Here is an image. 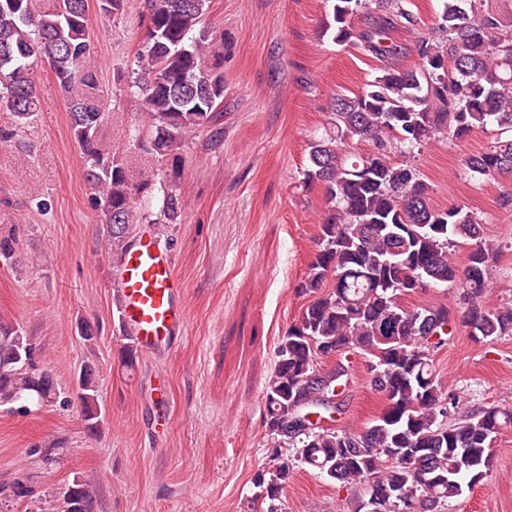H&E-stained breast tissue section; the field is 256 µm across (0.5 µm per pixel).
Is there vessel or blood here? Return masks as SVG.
Returning <instances> with one entry per match:
<instances>
[{
	"label": "vessel or blood",
	"mask_w": 512,
	"mask_h": 512,
	"mask_svg": "<svg viewBox=\"0 0 512 512\" xmlns=\"http://www.w3.org/2000/svg\"><path fill=\"white\" fill-rule=\"evenodd\" d=\"M108 271L126 336L147 355H167L187 329L186 297L171 253L146 231L110 259Z\"/></svg>",
	"instance_id": "obj_1"
}]
</instances>
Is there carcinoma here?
Returning <instances> with one entry per match:
<instances>
[{"mask_svg":"<svg viewBox=\"0 0 512 512\" xmlns=\"http://www.w3.org/2000/svg\"><path fill=\"white\" fill-rule=\"evenodd\" d=\"M323 33L382 63L379 74L353 95L332 97L330 128L309 149L305 183L324 188L328 215L298 292L308 303L281 337L265 391V426L274 441L264 502L255 512H282L280 495L294 471L309 468L341 485L360 484L383 512H442L448 501L487 475L495 442L512 424L496 406L449 417L434 352L458 327L488 343L512 335V305L488 307L498 246L463 205L437 209L430 187L413 165L414 150L441 134L463 139L495 124L501 136L466 156L474 178L512 174V24L481 9L482 0H446L431 35L418 40V62L400 66L401 46L389 33L417 25L402 0H325ZM210 0H144L145 38L138 71L128 87L142 100L149 122L131 147L181 160L189 135L215 128L224 102V71L204 22ZM373 19L367 30L353 19ZM93 52L87 0H57L40 11L34 0H0V110L21 128L39 111L35 71L42 64L67 94V112L114 253L140 223L137 199L155 186L154 175L134 172L126 155L105 146L99 129L104 104L88 94L97 84L87 64ZM371 145L357 152L359 144ZM163 192L161 215L178 224L179 200ZM464 244L466 264L455 260ZM457 288L461 314L447 304L405 305L429 288ZM371 355L369 389L385 402L360 430L313 429L308 415L334 419L344 410L350 355ZM76 399L88 435L105 422L97 367L88 361L77 377ZM60 392L39 367L38 349L20 327L0 324V407L52 403ZM95 487L75 477L59 500L60 512H93Z\"/></svg>","mask_w":512,"mask_h":512,"instance_id":"carcinoma-1","label":"carcinoma"}]
</instances>
